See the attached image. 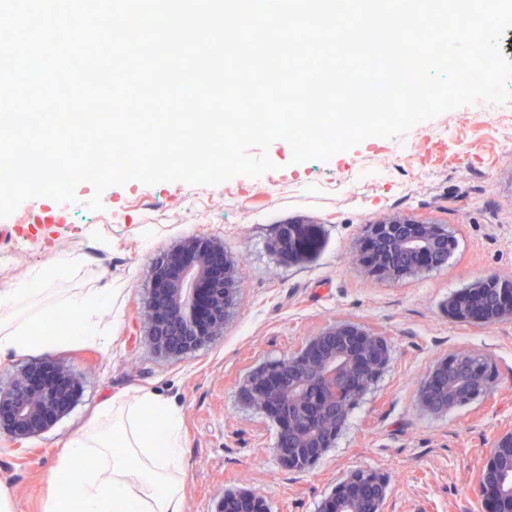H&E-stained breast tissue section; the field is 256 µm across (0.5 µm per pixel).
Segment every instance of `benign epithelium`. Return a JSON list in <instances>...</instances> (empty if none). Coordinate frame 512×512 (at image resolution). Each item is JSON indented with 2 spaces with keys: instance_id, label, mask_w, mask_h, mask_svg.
<instances>
[{
  "instance_id": "benign-epithelium-1",
  "label": "benign epithelium",
  "mask_w": 512,
  "mask_h": 512,
  "mask_svg": "<svg viewBox=\"0 0 512 512\" xmlns=\"http://www.w3.org/2000/svg\"><path fill=\"white\" fill-rule=\"evenodd\" d=\"M361 240L371 258L358 250L352 262L369 276L400 280L448 260L455 246L452 232L441 224L411 216L383 215L362 227ZM280 246L306 251L310 242L298 229L288 228ZM240 300L235 262L224 244L196 235L168 252L152 272L145 310L148 336L155 349L179 356L202 348L224 333L232 309ZM454 318L495 323L512 319V281L490 276L470 285L449 304ZM387 338L363 325L336 322L308 338L297 352L252 369L241 392L253 409L278 426L276 450L288 468H312L336 442L355 398L374 386L392 359ZM474 354L459 352L436 361L422 378L419 393L435 413L485 397L493 378L473 365ZM30 365L5 388L0 406L9 411L14 438L39 434L68 410V396L53 383L35 388ZM484 512H499L501 501L512 500V431L497 438L476 476ZM384 480L372 471H354L340 479L320 512H382ZM252 491L226 492L217 512H253Z\"/></svg>"
}]
</instances>
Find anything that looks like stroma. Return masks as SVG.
Wrapping results in <instances>:
<instances>
[{"label":"stroma","instance_id":"1","mask_svg":"<svg viewBox=\"0 0 512 512\" xmlns=\"http://www.w3.org/2000/svg\"><path fill=\"white\" fill-rule=\"evenodd\" d=\"M464 105L393 138L370 137L329 159L293 162L285 141L267 156L272 171L214 186L131 180L108 187L102 209L80 183L63 202L66 223L40 219L46 197L0 218V257L20 231L30 246L0 260V290L34 278L57 257L68 272L57 289H115L101 322L106 346L74 341L0 358V388L28 363L49 361L76 379L70 409L15 447L0 433V488L12 512H45L44 483L61 445L118 393L154 392L182 415L185 512H216L225 492L257 491L270 512H319L336 482L366 469L387 483L383 512H483L474 487L480 464L512 431V320L464 323L449 302L473 282L512 279V124L479 123ZM383 214L448 225L447 263L399 281L351 263L359 227ZM311 230L312 249L285 255L287 225ZM210 235L238 263L242 300L222 336L169 358L147 335L146 288L154 260L188 238ZM348 321L388 336L395 353L378 383L350 411L335 445L314 468L291 470L276 455L277 427L247 406L240 388L255 366L296 350L326 326ZM467 350L489 358L491 393L444 413L418 387L438 359Z\"/></svg>","mask_w":512,"mask_h":512}]
</instances>
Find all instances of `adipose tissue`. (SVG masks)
Returning <instances> with one entry per match:
<instances>
[{
	"mask_svg": "<svg viewBox=\"0 0 512 512\" xmlns=\"http://www.w3.org/2000/svg\"><path fill=\"white\" fill-rule=\"evenodd\" d=\"M103 291H74L38 304L33 289L0 293L14 314L0 322V356L69 342H102ZM178 410L159 395L119 394L64 443L47 481L45 512H184Z\"/></svg>",
	"mask_w": 512,
	"mask_h": 512,
	"instance_id": "ef3b65f1",
	"label": "adipose tissue"
}]
</instances>
